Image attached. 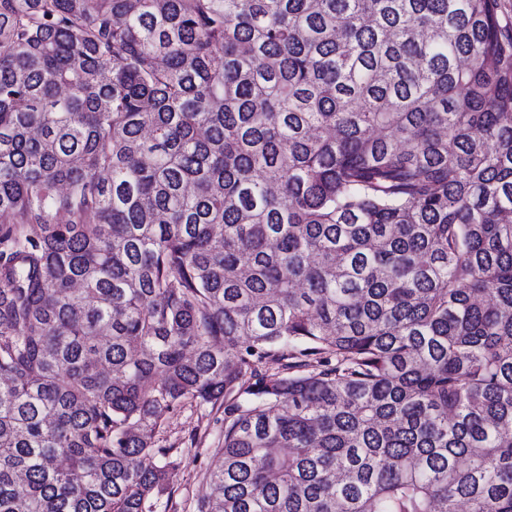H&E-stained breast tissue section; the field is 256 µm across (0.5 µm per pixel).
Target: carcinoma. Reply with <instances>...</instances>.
<instances>
[{
	"instance_id": "obj_1",
	"label": "carcinoma",
	"mask_w": 512,
	"mask_h": 512,
	"mask_svg": "<svg viewBox=\"0 0 512 512\" xmlns=\"http://www.w3.org/2000/svg\"><path fill=\"white\" fill-rule=\"evenodd\" d=\"M497 0H0V512H512ZM224 440V407L185 402L168 411L153 442L156 448H178L174 454L176 469L172 480L176 510L163 498L151 512H196L206 493L207 470L219 459Z\"/></svg>"
}]
</instances>
